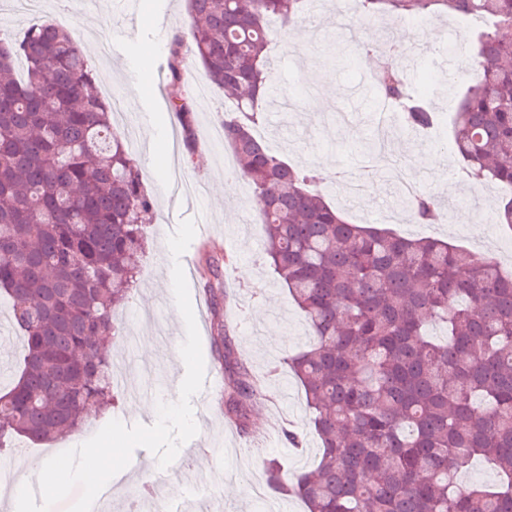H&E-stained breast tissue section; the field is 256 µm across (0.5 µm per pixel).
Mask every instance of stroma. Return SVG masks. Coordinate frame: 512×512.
<instances>
[{"label": "stroma", "instance_id": "stroma-1", "mask_svg": "<svg viewBox=\"0 0 512 512\" xmlns=\"http://www.w3.org/2000/svg\"><path fill=\"white\" fill-rule=\"evenodd\" d=\"M135 24H127L121 0H45L43 11H28L18 0H0V32L17 38L32 24L51 19L74 22L78 42L96 41L98 56L90 64L99 90L118 91L120 99L136 96L139 138L129 150L136 158L142 181L155 198V213L148 228V242L139 257L140 277L120 316L121 336L112 347L113 363L125 360L148 361L155 365L153 379L141 382V397H120L117 407L86 414L82 428L62 440L41 445L14 439L0 450V469L17 456H24L21 479L33 478L41 461L75 448L92 437L111 420L125 425H149L156 419V403L175 401L185 366L179 347L185 327L175 306L171 287L173 259L167 238L185 219L193 218L191 205L166 194L175 181L191 182L208 208L207 223L197 225L196 235L184 254L194 269L186 275L192 302L207 299L203 317L198 318L206 371L223 374L214 358V338L220 326H227L236 357L245 360L254 372L264 373L269 360L292 354L307 344L306 326L286 289L276 283L269 267L262 263L265 238L254 194L241 178H230L222 161L223 141L212 140L210 129L220 125L224 94L210 88L211 109L197 115L199 149L187 158L181 129L170 110L167 95V55L173 36L184 30L189 17L184 0H140ZM353 0H309L302 21L310 38L289 40L287 47L271 44L269 55L277 65L278 80L294 108L289 112H265L263 131L290 162L313 164L334 172L351 171L370 177V199L345 201L333 193L336 205L345 209L353 222L373 223L375 215L386 213L392 199L393 181L377 171L369 156L375 139L372 125L373 101L363 91L362 58L324 60L316 35L338 34L339 23L353 15ZM167 17L163 34L155 32L157 14ZM439 36L429 52L420 54L413 75L414 88L427 87L435 93L441 114L439 137L421 143L415 132L400 130L389 135L390 154L410 166L426 191L448 197L457 211H483L486 219L468 224H415L400 220L395 232L412 238L438 237L493 257L512 271V232L491 228L489 214L496 209L501 191L485 184L474 187L465 181L447 184L448 170L459 162L448 152L453 112L447 97L440 93L456 66L448 55L463 43V23H450L447 16H429ZM321 100L318 110H310L311 100ZM425 154L430 167L417 165L416 154ZM232 179L235 196L222 200L213 195V184ZM194 418L199 432L182 446L177 458L186 473L176 488H165L172 507L188 512H210L214 500H221L223 512H259L250 486L265 482V463L279 460L284 474L310 468L318 458L319 441L310 424L304 394L292 377L281 375L267 381L262 398L254 407L248 431L233 427L224 415V395L216 393L210 402L193 398ZM294 425L305 438L303 447L285 442L282 428ZM157 459L148 450L135 449L129 466L114 476L112 512H126L127 499L140 483V473L156 469Z\"/></svg>", "mask_w": 512, "mask_h": 512}]
</instances>
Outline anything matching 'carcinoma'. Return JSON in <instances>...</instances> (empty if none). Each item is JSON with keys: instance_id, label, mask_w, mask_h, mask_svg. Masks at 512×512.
<instances>
[{"instance_id": "carcinoma-1", "label": "carcinoma", "mask_w": 512, "mask_h": 512, "mask_svg": "<svg viewBox=\"0 0 512 512\" xmlns=\"http://www.w3.org/2000/svg\"><path fill=\"white\" fill-rule=\"evenodd\" d=\"M307 0H187L190 23L170 42L168 99L188 157L198 149L185 54L224 91V148L263 200L265 263L308 327L307 346L276 365L302 387L319 461L291 477L266 463L267 485L305 512H512V273L486 255L437 238L351 224L312 167L275 153L256 134L276 71L269 43L288 39ZM478 18L454 112L451 152L467 177L505 190L493 221L512 230V0H361L347 26H390L426 15ZM378 96L403 122H437L399 68L375 71ZM109 103L73 26L45 21L0 38V291L26 342L0 393V436L51 442L111 404L112 341L138 280L154 199L111 123ZM450 208L431 192L401 197L417 224ZM431 322L447 327L434 341ZM225 414L246 430L262 379L232 357ZM475 456L500 481L464 487Z\"/></svg>"}]
</instances>
